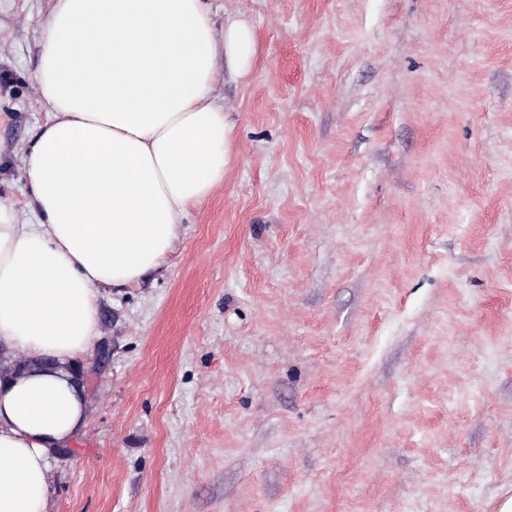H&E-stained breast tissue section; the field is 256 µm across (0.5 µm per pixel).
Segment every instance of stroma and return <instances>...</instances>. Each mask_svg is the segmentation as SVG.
Returning a JSON list of instances; mask_svg holds the SVG:
<instances>
[{
	"label": "stroma",
	"instance_id": "obj_1",
	"mask_svg": "<svg viewBox=\"0 0 512 512\" xmlns=\"http://www.w3.org/2000/svg\"><path fill=\"white\" fill-rule=\"evenodd\" d=\"M251 74L221 187L100 289L112 362L49 512H500L512 498V0H210ZM53 0H0V201Z\"/></svg>",
	"mask_w": 512,
	"mask_h": 512
}]
</instances>
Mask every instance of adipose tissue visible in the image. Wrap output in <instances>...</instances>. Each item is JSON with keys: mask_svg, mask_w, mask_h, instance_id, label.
I'll use <instances>...</instances> for the list:
<instances>
[{"mask_svg": "<svg viewBox=\"0 0 512 512\" xmlns=\"http://www.w3.org/2000/svg\"><path fill=\"white\" fill-rule=\"evenodd\" d=\"M255 55L251 23L216 25L206 0H55L34 73L48 118L26 158L35 223L0 203V348L54 366L0 382V512H48L50 463L92 411L68 368L99 336L98 289L156 270L223 184L217 63L244 78Z\"/></svg>", "mask_w": 512, "mask_h": 512, "instance_id": "obj_1", "label": "adipose tissue"}]
</instances>
